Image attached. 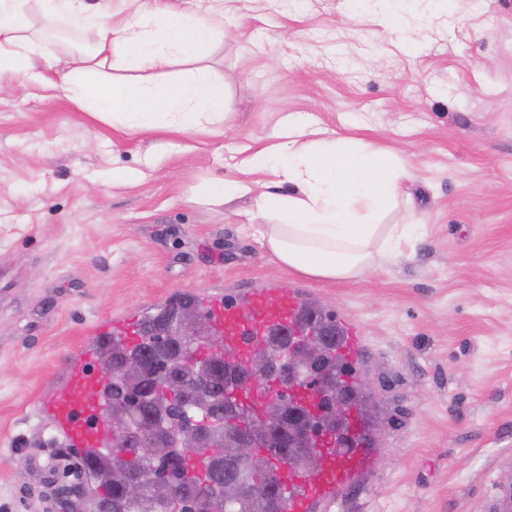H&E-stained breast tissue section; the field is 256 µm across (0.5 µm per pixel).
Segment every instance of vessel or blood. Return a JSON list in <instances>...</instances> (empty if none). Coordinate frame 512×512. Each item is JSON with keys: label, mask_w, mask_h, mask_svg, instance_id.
I'll return each instance as SVG.
<instances>
[{"label": "vessel or blood", "mask_w": 512, "mask_h": 512, "mask_svg": "<svg viewBox=\"0 0 512 512\" xmlns=\"http://www.w3.org/2000/svg\"><path fill=\"white\" fill-rule=\"evenodd\" d=\"M201 305L214 337L224 348L225 360L235 366L246 364L252 345L262 341L270 328L278 327L297 336L302 333V302L291 290L256 288L242 301L206 297ZM340 327L336 352L346 361L355 362L362 345L360 332L349 321L341 322ZM141 329L138 320L130 319L100 325L97 336L107 340L116 333L133 341ZM98 359V349L93 344L70 354L67 383L38 405L39 413L51 419L70 446L83 451L103 450L113 443L112 431L101 416L102 381L95 369ZM347 423L351 434L360 441L358 448L347 453L323 448L324 466L318 477H305L286 465L277 469L278 483L286 494V512H330L342 491L372 468L375 451L361 444L365 425L357 410H349Z\"/></svg>", "instance_id": "1"}]
</instances>
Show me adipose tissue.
Masks as SVG:
<instances>
[{
	"instance_id": "1",
	"label": "adipose tissue",
	"mask_w": 512,
	"mask_h": 512,
	"mask_svg": "<svg viewBox=\"0 0 512 512\" xmlns=\"http://www.w3.org/2000/svg\"><path fill=\"white\" fill-rule=\"evenodd\" d=\"M43 36L30 31L27 0H0V78L21 86L63 88L75 109L132 132L196 130L202 116L226 118L224 81L204 59L221 37L217 19L195 6L157 9L149 0H122L125 15L106 22L87 0H36ZM90 32L92 45L57 71L47 34L59 24ZM196 62L184 79L140 81L135 71H160L178 60ZM300 123L283 141L258 152L253 163L272 174L263 190L246 182L210 178L198 188L216 205L249 199L258 223L248 230L281 267L323 279H352L401 252L424 233L420 223L382 218L405 195L406 173L393 153L367 152L344 140L301 143Z\"/></svg>"
}]
</instances>
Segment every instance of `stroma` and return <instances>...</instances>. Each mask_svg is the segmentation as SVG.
Wrapping results in <instances>:
<instances>
[{
  "label": "stroma",
  "instance_id": "1",
  "mask_svg": "<svg viewBox=\"0 0 512 512\" xmlns=\"http://www.w3.org/2000/svg\"><path fill=\"white\" fill-rule=\"evenodd\" d=\"M209 64L233 111L134 133L61 91H0V512H88L79 454L38 401L100 320L187 293L294 287L362 329L354 369L381 421L375 469L334 512H507L512 503V0H221ZM293 116L397 153L424 224L401 256L342 280L279 267L248 201L211 177L269 181L250 158ZM124 169L134 179L112 182Z\"/></svg>",
  "mask_w": 512,
  "mask_h": 512
}]
</instances>
